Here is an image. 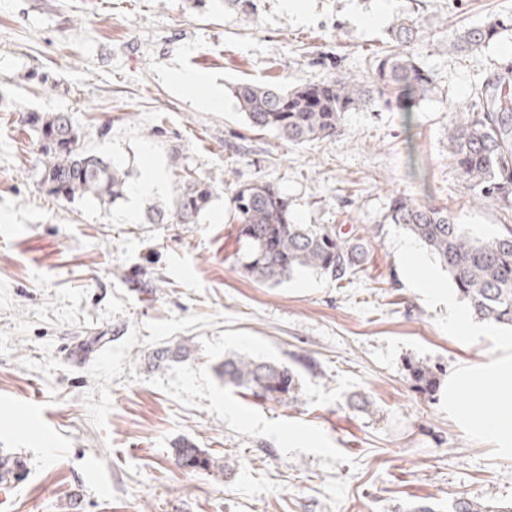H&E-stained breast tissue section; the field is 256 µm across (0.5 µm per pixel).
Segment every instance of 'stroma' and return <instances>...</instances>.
I'll use <instances>...</instances> for the list:
<instances>
[{
    "mask_svg": "<svg viewBox=\"0 0 512 512\" xmlns=\"http://www.w3.org/2000/svg\"><path fill=\"white\" fill-rule=\"evenodd\" d=\"M0 0V512H448L454 499L512 500V458L489 459L441 403L448 375L488 352L436 323L409 288L383 215L394 194L447 208L492 238L512 225L475 199L449 155L448 125L475 85L512 67V28L478 56L444 45L448 29L512 0ZM420 23L416 51L435 79L412 115L379 103L346 113L335 136L293 146L250 128L231 88L361 75L388 50L397 18ZM213 85L200 104L177 77ZM64 112L82 147L122 164L129 184L162 169L143 198L65 201L42 186L22 122ZM216 193L193 224H154L180 169ZM275 182L301 224L364 230L367 261L343 283L309 270L269 286L235 262L228 222L239 185ZM108 344L89 349V337ZM287 365L297 401L225 387L226 353ZM437 369L416 389L409 367ZM370 405L361 409L357 396ZM187 440L235 464L190 473Z\"/></svg>",
    "mask_w": 512,
    "mask_h": 512,
    "instance_id": "1",
    "label": "stroma"
}]
</instances>
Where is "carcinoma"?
I'll return each mask as SVG.
<instances>
[{
    "mask_svg": "<svg viewBox=\"0 0 512 512\" xmlns=\"http://www.w3.org/2000/svg\"><path fill=\"white\" fill-rule=\"evenodd\" d=\"M507 24L500 18L448 31L446 44L457 53L477 55ZM422 30L409 18L397 20L389 36L393 49L375 57L363 75L338 74L300 87L240 83L233 89L239 112L248 124L273 131L293 145L336 135L344 114L386 100L405 113L431 96L433 76L415 53ZM34 133L40 155L41 184L57 199L91 196L113 203L124 196L128 174L113 161L85 151L71 117L56 112L44 117L28 113L24 120ZM450 158L467 188L477 196L494 198L512 210V74H501L475 88L470 103L448 125ZM172 206L158 209V224H194L210 206L216 189L192 173L177 174ZM385 221L399 224L448 270L471 311L490 323L512 326V227L492 239L468 234L448 215V209L396 194ZM229 223L242 243L239 266L253 280L277 285L296 271L307 269L340 283L366 262L363 238L329 224H296L290 204L270 181L239 186L232 194ZM224 385L244 389L268 401L296 398L299 380L288 366L229 353L219 365ZM421 391L436 388L431 367H412ZM177 464L204 474H231L229 462L189 441L173 448ZM448 512H512V502L491 503L456 499Z\"/></svg>",
    "mask_w": 512,
    "mask_h": 512,
    "instance_id": "1",
    "label": "carcinoma"
}]
</instances>
